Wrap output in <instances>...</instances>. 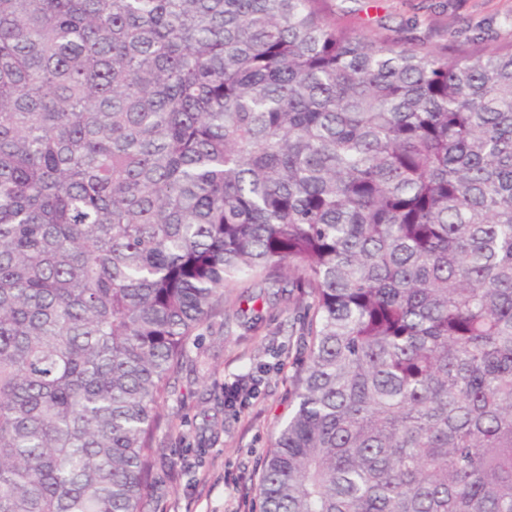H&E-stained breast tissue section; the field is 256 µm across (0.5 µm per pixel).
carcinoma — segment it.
Returning <instances> with one entry per match:
<instances>
[{"instance_id":"1","label":"carcinoma","mask_w":512,"mask_h":512,"mask_svg":"<svg viewBox=\"0 0 512 512\" xmlns=\"http://www.w3.org/2000/svg\"><path fill=\"white\" fill-rule=\"evenodd\" d=\"M327 0H0V512H149L248 283L303 304L261 512H512V49Z\"/></svg>"}]
</instances>
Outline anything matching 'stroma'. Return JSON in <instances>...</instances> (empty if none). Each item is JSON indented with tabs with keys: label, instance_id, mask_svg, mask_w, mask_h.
I'll return each instance as SVG.
<instances>
[{
	"label": "stroma",
	"instance_id": "stroma-1",
	"mask_svg": "<svg viewBox=\"0 0 512 512\" xmlns=\"http://www.w3.org/2000/svg\"><path fill=\"white\" fill-rule=\"evenodd\" d=\"M359 34L421 50L512 45V0H327ZM295 300L269 306L230 299L191 341L156 434L152 512H259L258 485L271 439L291 404L304 348ZM261 377L244 404L224 387Z\"/></svg>",
	"mask_w": 512,
	"mask_h": 512
}]
</instances>
